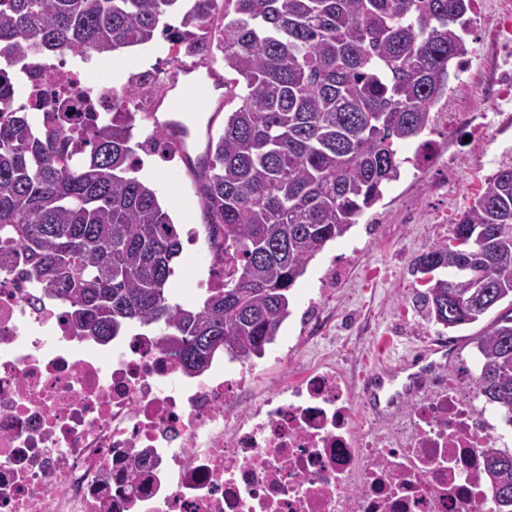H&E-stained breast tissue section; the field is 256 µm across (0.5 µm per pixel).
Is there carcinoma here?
<instances>
[{
    "label": "carcinoma",
    "instance_id": "obj_1",
    "mask_svg": "<svg viewBox=\"0 0 512 512\" xmlns=\"http://www.w3.org/2000/svg\"><path fill=\"white\" fill-rule=\"evenodd\" d=\"M472 0H0V246L21 274L70 302L78 336L159 328L184 370L218 352L248 362L274 343L289 292L400 178L399 146L418 141L468 53L459 20ZM172 12L180 25L166 22ZM203 62L221 54L240 88L224 130L200 159L211 244L224 242V284L195 306L171 302L182 243L136 170L134 113L142 87L89 113L84 148L63 135L67 108L36 112L14 69L30 52L109 56L157 37ZM463 245L454 247L451 241ZM436 272L428 320L449 328L511 309L476 338L478 395L512 423V166L498 170L414 260ZM483 474L512 512V454L489 448Z\"/></svg>",
    "mask_w": 512,
    "mask_h": 512
}]
</instances>
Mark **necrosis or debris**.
Here are the masks:
<instances>
[{
    "label": "necrosis or debris",
    "instance_id": "necrosis-or-debris-1",
    "mask_svg": "<svg viewBox=\"0 0 512 512\" xmlns=\"http://www.w3.org/2000/svg\"><path fill=\"white\" fill-rule=\"evenodd\" d=\"M27 89L65 99L69 134L85 105L112 109L66 57H26ZM67 305L0 250V512H497L484 452L507 436L476 392L436 367L384 381L372 411L406 412L382 433L357 419L334 366L266 368L214 359L181 370L162 330L99 342Z\"/></svg>",
    "mask_w": 512,
    "mask_h": 512
}]
</instances>
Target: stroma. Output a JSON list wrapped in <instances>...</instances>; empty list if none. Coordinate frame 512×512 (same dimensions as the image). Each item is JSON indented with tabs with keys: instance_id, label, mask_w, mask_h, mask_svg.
Here are the masks:
<instances>
[{
	"instance_id": "35a3bbf8",
	"label": "stroma",
	"mask_w": 512,
	"mask_h": 512,
	"mask_svg": "<svg viewBox=\"0 0 512 512\" xmlns=\"http://www.w3.org/2000/svg\"><path fill=\"white\" fill-rule=\"evenodd\" d=\"M505 8L504 0H479L468 36L478 53L470 71L450 80L452 91L466 82L483 83L484 52ZM122 54L121 60L90 68L93 82L121 85L131 74L153 66L168 69L176 61L186 67L197 63L196 58L176 56L162 39L123 49ZM472 112V119L455 125L449 135L429 133L433 151L425 168L409 163L413 146L401 147L404 162L399 180L344 237L329 243L309 264L290 292L289 317L261 358L271 367L269 379L282 373L272 365L274 356L295 345L307 363L335 362L356 390L363 384V374L383 357L403 363L435 342L451 354L454 367L471 365L483 322L445 328L426 321L420 303L426 285L414 275L413 262L430 245L448 239L453 224L489 176L512 166V82L490 88L476 100ZM136 155L138 178L156 190L180 232L196 233L194 241L183 242L172 278L178 301L193 303L197 297L193 280L208 277L213 266L207 218L194 176L182 159L151 155L142 146ZM174 171L179 174L175 181L170 178ZM313 298L324 317L325 326L319 331L308 308Z\"/></svg>"
}]
</instances>
